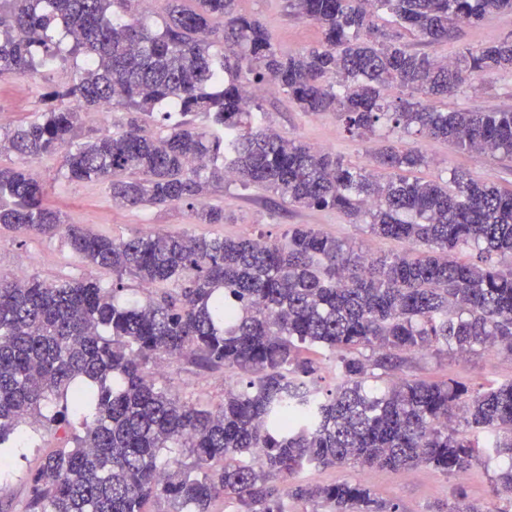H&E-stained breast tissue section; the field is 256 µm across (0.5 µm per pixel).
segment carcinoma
<instances>
[{"instance_id":"carcinoma-1","label":"carcinoma","mask_w":512,"mask_h":512,"mask_svg":"<svg viewBox=\"0 0 512 512\" xmlns=\"http://www.w3.org/2000/svg\"><path fill=\"white\" fill-rule=\"evenodd\" d=\"M142 0H0V74L37 75L82 61L44 94L30 123L0 135V230L59 237L90 268L46 281L0 278V469L23 426L60 429L89 413L71 446L30 477L25 512H288L283 497L328 512H404L362 483H293L307 466L465 472L485 448L512 460V383L469 387L405 374L417 355L480 348L512 356V190L455 171L410 176L418 149L386 145L369 168L266 124L253 89L271 84L307 113L332 112L370 138L414 131L512 159V110L442 112L415 98L463 91L512 72V41L446 61L407 49L403 32L446 41L461 24L512 12V0H289L321 39L282 53L237 0H166L159 30ZM395 83L408 97L389 101ZM122 107L88 140L80 110ZM154 118L159 131L146 126ZM202 118L208 124L199 126ZM59 158L61 183L105 186L120 207L182 205L224 223L206 202L233 180L302 208L337 210L411 251L372 256L308 224L281 240L147 232L127 239L69 224L45 202L32 163ZM135 281L145 296L128 290ZM333 354L329 383L309 355ZM190 357L239 371L209 409L155 378ZM286 484L285 496L272 485ZM491 492L509 500L512 465ZM448 512H483L463 487Z\"/></svg>"}]
</instances>
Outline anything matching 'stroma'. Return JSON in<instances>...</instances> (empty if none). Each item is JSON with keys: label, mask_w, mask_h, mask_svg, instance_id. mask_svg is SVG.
Returning <instances> with one entry per match:
<instances>
[{"label": "stroma", "mask_w": 512, "mask_h": 512, "mask_svg": "<svg viewBox=\"0 0 512 512\" xmlns=\"http://www.w3.org/2000/svg\"><path fill=\"white\" fill-rule=\"evenodd\" d=\"M240 12L261 19L273 41L283 52H297L321 38L317 24L294 16L288 0H238ZM512 39V13L504 12L485 17L475 25H465L445 42H430L408 34L404 40L411 51L425 53L437 59H450L463 48ZM70 64L34 78L5 75L0 77V129L9 130L34 120L45 108L41 93L51 83L65 80ZM260 102L266 120L282 136L315 146H324L344 160L366 164L369 155L387 145L385 132L362 140L347 135L336 115L325 112L307 114L299 111L280 93L262 95ZM442 111L467 110L485 112L512 110V74H493L473 81L463 93L437 100ZM400 147L420 149L427 158L426 166L417 169L419 177L434 180L449 177L461 170L504 189L512 188V165L487 154L464 151L454 144L415 134L399 136ZM58 161L44 157L34 168L47 187L48 201L71 224H85L95 233L128 238L149 230L171 233L188 232L199 237L224 235L280 238L292 224H309L337 239L361 245L369 254L407 251V243L376 237L366 225L353 224L334 210L293 208L281 203L269 192L258 188H242L234 182L215 189L208 201L223 206L227 219L221 224L198 223L181 206H147L122 208L113 205L105 186L87 183L62 184L56 179ZM24 272L47 281L75 279L93 275L103 286L112 283L111 270L89 269L60 238L21 235L0 231V276ZM413 377L429 381L457 379L470 386L487 382L503 384L512 381V357L488 350H476L465 357L417 356L409 368ZM157 377L172 390L204 407H212L224 399L227 384L238 381L234 371L222 369L204 371L186 361L167 364ZM30 443L17 449L11 468L0 471V505L8 512H24L30 491L29 474L43 457L64 445L62 433L50 429L29 430ZM491 471L483 462H475L458 479L429 467L415 469H377L349 467L339 469L306 468L296 479L300 482L329 484L337 479L361 482L380 498L400 503L406 512H437L439 507L453 503L457 486H465L470 498L488 502L498 508L499 500L490 496Z\"/></svg>", "instance_id": "1"}]
</instances>
